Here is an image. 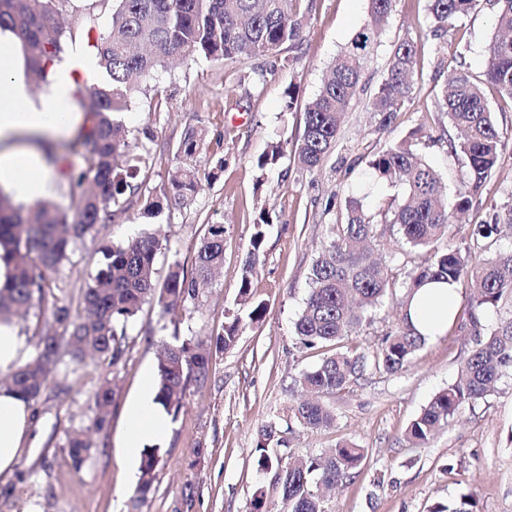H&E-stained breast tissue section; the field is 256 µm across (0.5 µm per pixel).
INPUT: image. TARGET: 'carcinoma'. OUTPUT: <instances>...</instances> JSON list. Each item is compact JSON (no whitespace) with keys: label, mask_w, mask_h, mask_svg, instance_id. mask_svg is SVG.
<instances>
[{"label":"carcinoma","mask_w":512,"mask_h":512,"mask_svg":"<svg viewBox=\"0 0 512 512\" xmlns=\"http://www.w3.org/2000/svg\"><path fill=\"white\" fill-rule=\"evenodd\" d=\"M369 19L353 36L324 74L319 94L304 109V130L293 145L298 162L307 169L323 163L355 94L361 74L374 47V38L388 21L394 0H369ZM432 21L430 35L441 40L448 35V22L465 17L476 0H428ZM498 35L485 50L481 75L460 70L450 89L442 91L439 110L459 128L463 138L451 153L467 169L468 184L453 199L443 196L441 179L425 161L417 134L383 146L370 155L368 167L380 179L404 188L401 197L368 211L361 200L346 201L344 222L328 225L326 243L310 269V292L294 323L299 343L306 349L331 347L321 361L294 379L293 386L315 399H292L282 409L280 420L310 430L333 426L335 414L327 399L369 375L396 374L405 370L426 337L410 324L407 313L395 331L374 349L345 345L353 329L370 319L391 290L389 268L372 261L365 243L380 236L378 226L398 229V249L430 251L423 266L406 272L402 282L405 301L427 282H442L465 290L466 317L448 320V328L467 331L469 348L458 378L436 393L408 428V437L424 446L448 427L461 409L495 394L498 383L512 375V317L488 325L489 308H512V249L484 261H474L452 243L435 248L449 238L450 227L469 211L477 194L496 170L506 143L494 121L487 90L492 88L512 100V0H496ZM307 0H110L109 19L100 27L90 0H0V28H8L22 41L27 67L49 85L50 66L70 51L95 38L93 60L102 83L81 98L88 123L80 129L77 143L85 168L76 184L91 189L72 199L61 211L48 203L37 205L34 220L23 216L10 194L0 189V260L9 268L0 282V323L34 307L50 311L39 331L38 354L9 372L8 389L30 403L47 387L46 366L62 355L75 361L88 351L114 363L120 358L127 328L146 303L159 307L160 319L197 297V285L207 280L224 261V225L211 224L197 248L194 269L187 272L173 261L163 283L155 278V260L160 242L142 232L118 244L101 247L100 268L82 291L83 313L72 314L64 289L48 290L46 271L70 260L72 247L90 229L112 221L125 210L129 197L142 185L135 182L140 168L148 165L150 150L129 154V130L118 116L129 111L141 93L140 79L174 59L247 61L257 57L278 59L285 47L303 38ZM419 47L411 38L397 42L388 67L370 104L371 111L391 121L413 96L414 66ZM201 128L190 129L179 147L188 158L204 143ZM288 151V142H273L259 158L261 170L276 166ZM198 172L179 165L169 185L174 197L194 194ZM268 215L255 225L251 250L242 269L237 298L246 307L250 322L260 321L266 311L253 301L251 275L259 260ZM512 227V207L492 216V222L477 224L472 236L489 240ZM242 328V318L224 327V334L204 341L180 339L166 344L157 364V402L169 413H178L190 381L207 378L213 358L232 348ZM113 390L105 382L93 395L92 425L71 434L67 453L79 470L91 456L88 434L103 430L112 414ZM257 470L270 478L286 512H328L321 487L337 486L349 478L364 460V449L343 443L325 456L289 457L288 463L258 448ZM161 461L159 449L146 448L140 459L137 499L149 494ZM471 495L448 504L436 503L430 512H476Z\"/></svg>","instance_id":"obj_1"}]
</instances>
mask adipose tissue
<instances>
[{"label": "adipose tissue", "mask_w": 512, "mask_h": 512, "mask_svg": "<svg viewBox=\"0 0 512 512\" xmlns=\"http://www.w3.org/2000/svg\"><path fill=\"white\" fill-rule=\"evenodd\" d=\"M76 124L71 92L64 81H56L50 98L34 99L27 80V62L17 36L0 29V188L22 202H34L48 195L54 185V169L32 147L19 138L47 134L63 135ZM457 302L455 288L429 283L418 289L408 307V317L422 335L432 338L448 330V320ZM152 372H145L137 396L126 410L122 446L134 457L144 442L159 435L165 421L156 400ZM29 411L24 401L0 388V474L13 467L23 450L29 431Z\"/></svg>", "instance_id": "obj_1"}]
</instances>
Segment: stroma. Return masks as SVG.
<instances>
[{"instance_id": "1", "label": "stroma", "mask_w": 512, "mask_h": 512, "mask_svg": "<svg viewBox=\"0 0 512 512\" xmlns=\"http://www.w3.org/2000/svg\"><path fill=\"white\" fill-rule=\"evenodd\" d=\"M496 10L495 0H478L468 16L453 21L439 44L427 36V0H396L336 143L312 170L290 154L266 171L257 160L272 141L293 143L301 137L304 108L319 93L328 66L367 21L369 0H314L302 40L285 49L287 65L263 85L251 79L253 70L264 65L260 59L188 60L143 81L138 99L122 116L133 137L151 150V166L138 175L143 189L112 222L78 240L70 262L49 271L47 282L66 288L72 312H80V290L99 267L101 247L147 227L161 242L157 280L165 279L173 261L191 266L196 245L212 224L224 227V265L174 321L163 322L156 305H144L116 364L93 356L78 364L62 358L30 405V437L15 466L0 474V512H249L255 490L267 483L256 469L258 445L285 458L318 456L343 441L363 448L366 460L329 494V512H429L435 503L468 493L478 512H512V377L502 379L487 400L465 406L425 447H412L406 436L433 395L456 380L468 349L465 332L427 339L404 373L370 375L338 392L336 422L329 429L290 430L277 419L294 378L324 355L297 344L294 322L328 225L343 220L348 198L370 209L397 193L372 174L370 153L417 129L422 152L447 191L466 183L465 167L450 152L458 133L439 111L438 100L458 60L480 74L484 47L495 35ZM406 37L420 47L418 80L411 102L385 124L369 104L394 44ZM291 85L298 100L289 111L283 102ZM489 101L507 148L472 208L451 227L454 244L477 260L512 248L509 233L493 243L470 236L472 225L512 208V102L494 94ZM191 127L204 129L207 136L192 160L200 174L198 189L179 203L166 195L168 178ZM220 157L224 169L211 176ZM53 163L58 179L48 199L66 209L78 191L74 177L84 166L74 138L55 143ZM152 201L161 202L162 212L150 219L144 208ZM264 213L270 222L251 292L264 302L265 315L260 322L244 323L236 345L215 357L204 382L189 383L179 413L167 416L164 432L149 440V447L159 448L161 462L150 494L136 501L140 461L121 448L125 408L145 370L156 369L163 342L176 335H221L225 323L242 314L238 284ZM402 295L395 289L349 336V345L373 347L393 332ZM107 380L114 389L110 424L92 433V454L74 469L64 444L71 432L90 424L92 396ZM270 424L275 433L262 436Z\"/></svg>"}]
</instances>
